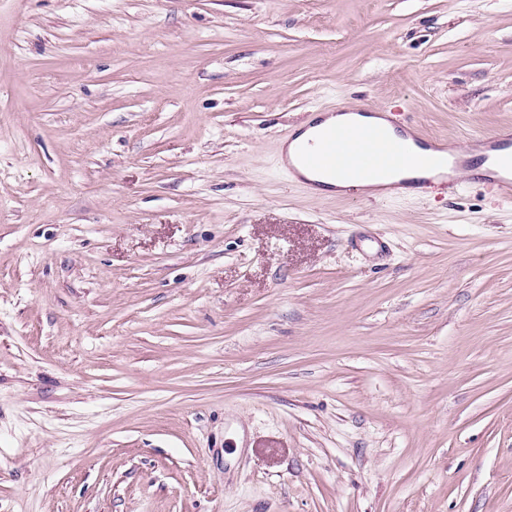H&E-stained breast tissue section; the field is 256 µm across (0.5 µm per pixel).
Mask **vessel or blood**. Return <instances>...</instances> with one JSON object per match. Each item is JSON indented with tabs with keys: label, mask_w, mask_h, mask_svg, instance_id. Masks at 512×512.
<instances>
[{
	"label": "vessel or blood",
	"mask_w": 512,
	"mask_h": 512,
	"mask_svg": "<svg viewBox=\"0 0 512 512\" xmlns=\"http://www.w3.org/2000/svg\"><path fill=\"white\" fill-rule=\"evenodd\" d=\"M405 129L410 140L388 135L377 125L356 126L350 131L333 129L322 132L299 152L298 161L315 171L330 175L380 177L412 166L446 167L459 170L460 159L445 142L428 138L414 119H407ZM474 148L491 158L494 169L487 173L490 188L512 195V129L475 140Z\"/></svg>",
	"instance_id": "vessel-or-blood-1"
}]
</instances>
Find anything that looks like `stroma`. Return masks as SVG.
I'll return each instance as SVG.
<instances>
[{"label": "stroma", "mask_w": 512, "mask_h": 512, "mask_svg": "<svg viewBox=\"0 0 512 512\" xmlns=\"http://www.w3.org/2000/svg\"><path fill=\"white\" fill-rule=\"evenodd\" d=\"M348 105L511 125L512 0H0V512H512V200ZM351 108H344L339 112L348 114L327 115L317 127L311 123L319 116L311 118L302 124L296 131L293 138L284 145L283 155H289L295 164L292 165L284 160L285 167L294 171V176L301 180H313L321 184L315 187L313 192L320 196L343 195L350 192H357L363 195H377V187L386 181L377 178L358 177H380L398 169H405L412 166L448 167L453 171L463 167L460 159L450 153L447 142L429 139L423 132L421 126L414 119L408 118L406 125L399 126L409 132L411 137L418 143L430 148L435 154L418 155L414 154L404 138L388 135L381 126L385 123L390 129H394L387 121L392 122L388 113L381 116L387 120L378 119L366 115L349 112ZM313 120V121H311ZM393 123V122H392ZM366 126H359L365 125ZM356 126V127H353ZM329 127H353L350 132L336 131ZM321 133V134H320ZM320 134V135H319ZM319 136V137H318ZM309 142L299 152L298 161L301 165L307 166L317 172H323L336 177H328L313 172L301 166L296 161V149L300 142Z\"/></svg>", "instance_id": "stroma-1"}]
</instances>
